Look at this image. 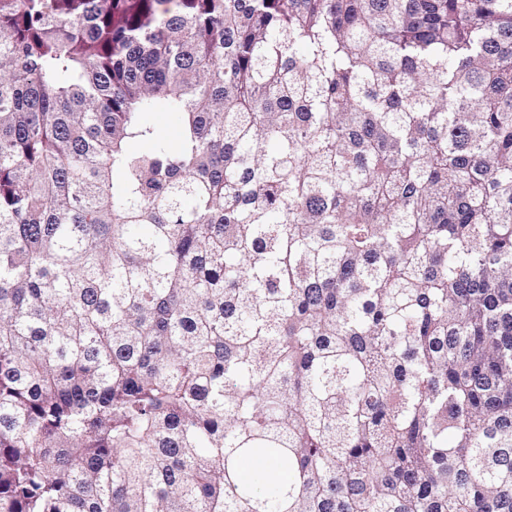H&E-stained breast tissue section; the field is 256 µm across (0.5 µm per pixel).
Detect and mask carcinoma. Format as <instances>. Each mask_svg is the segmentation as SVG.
Returning a JSON list of instances; mask_svg holds the SVG:
<instances>
[{
    "instance_id": "obj_1",
    "label": "carcinoma",
    "mask_w": 512,
    "mask_h": 512,
    "mask_svg": "<svg viewBox=\"0 0 512 512\" xmlns=\"http://www.w3.org/2000/svg\"><path fill=\"white\" fill-rule=\"evenodd\" d=\"M0 512H512V0H0Z\"/></svg>"
}]
</instances>
